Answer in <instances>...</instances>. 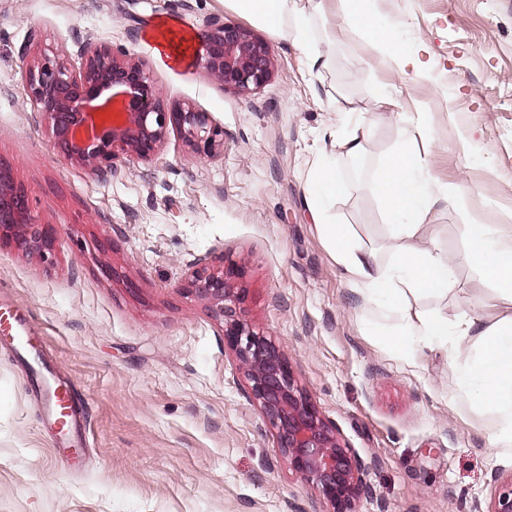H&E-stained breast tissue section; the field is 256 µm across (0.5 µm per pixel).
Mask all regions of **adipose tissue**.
Returning <instances> with one entry per match:
<instances>
[{
    "mask_svg": "<svg viewBox=\"0 0 512 512\" xmlns=\"http://www.w3.org/2000/svg\"><path fill=\"white\" fill-rule=\"evenodd\" d=\"M231 2L240 13L275 32L290 34L297 47L308 49L305 9H289L288 0ZM149 35L162 64L188 62L194 38L180 28L176 19H156ZM380 184L385 198L406 217L405 223L392 227L395 245L385 263L327 223L326 212L336 191V172L323 163L311 168L308 195L333 256L365 307L391 320L390 341L406 363H414L419 347L451 356L459 342L471 343L472 355L456 366L459 387L475 396L490 414L493 454L512 453V236H500L496 225L484 223L478 216L468 218L476 242L468 259L486 265L490 275L502 283L505 311H486L480 317L457 321L430 316L417 308L416 301L424 294H447L451 267L448 259L424 243L429 217L439 202L460 206L464 198L459 193L441 195L433 191L422 172L402 154L385 159Z\"/></svg>",
    "mask_w": 512,
    "mask_h": 512,
    "instance_id": "adipose-tissue-1",
    "label": "adipose tissue"
}]
</instances>
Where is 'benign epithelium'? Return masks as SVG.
Returning a JSON list of instances; mask_svg holds the SVG:
<instances>
[{"instance_id":"1","label":"benign epithelium","mask_w":512,"mask_h":512,"mask_svg":"<svg viewBox=\"0 0 512 512\" xmlns=\"http://www.w3.org/2000/svg\"><path fill=\"white\" fill-rule=\"evenodd\" d=\"M204 72L224 89L246 95L272 75L269 43L250 29L219 17L205 20ZM74 70L67 51L57 49L33 61L25 74L26 95L47 123L53 147L63 157L100 177L115 160H149L169 132L182 137L194 154L211 157L224 146V131L210 113L191 104L167 108L145 64L115 53L105 43L86 42ZM112 101V111L91 109ZM98 122L87 138L73 140L72 128L89 115ZM58 229L38 222L28 192L10 168L0 167V244L16 242L43 259L54 251ZM243 267L232 261L215 266L202 257L190 264L186 291L206 301L224 328V347L235 356L253 401L273 431L274 447L288 468L316 489L327 512H360L372 490L361 476L362 463L344 448L336 426L325 419L298 385L288 359L270 338L245 319L246 289L237 287ZM488 512H512V482L495 493Z\"/></svg>"}]
</instances>
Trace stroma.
Returning <instances> with one entry per match:
<instances>
[{"mask_svg":"<svg viewBox=\"0 0 512 512\" xmlns=\"http://www.w3.org/2000/svg\"><path fill=\"white\" fill-rule=\"evenodd\" d=\"M159 16L196 36L213 16L252 30L271 46V80L239 96L197 63L163 66L147 35ZM382 26L401 67L374 49ZM308 28L316 67L227 0H0V161L60 232L48 262L0 245V306L41 336L86 425L81 463L61 462L27 363L0 344V512H324L278 456L222 323L182 287L203 255L244 268L249 324L363 461L373 495L360 512H487L512 480V456L491 455V417L445 354L410 366L368 331L306 191L314 163L333 167L330 222L383 262L400 217L378 173L394 153L512 225V0H370L362 15L340 4ZM88 40L142 61L166 105L210 113L223 149L198 158L172 131L157 158L103 179L60 156L24 76L61 44L79 67ZM348 110L366 119L354 160L329 154ZM427 237L453 275L422 311L452 320L500 304L499 282L464 259L474 239L459 208L437 206Z\"/></svg>","mask_w":512,"mask_h":512,"instance_id":"35a3bbf8","label":"stroma"}]
</instances>
